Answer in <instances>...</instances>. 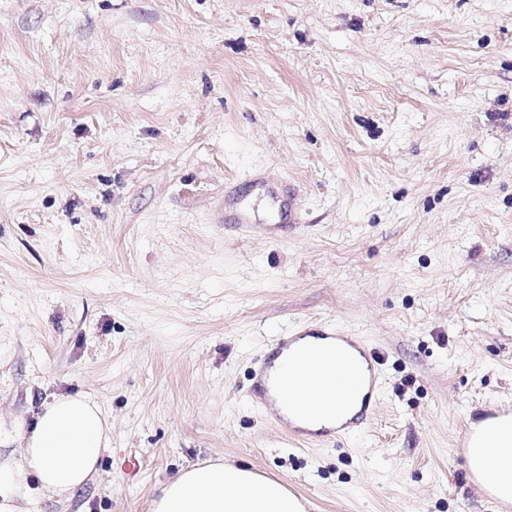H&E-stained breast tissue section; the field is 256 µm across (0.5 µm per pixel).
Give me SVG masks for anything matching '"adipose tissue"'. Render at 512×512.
I'll return each mask as SVG.
<instances>
[{"label":"adipose tissue","mask_w":512,"mask_h":512,"mask_svg":"<svg viewBox=\"0 0 512 512\" xmlns=\"http://www.w3.org/2000/svg\"><path fill=\"white\" fill-rule=\"evenodd\" d=\"M284 386L272 402L303 430L337 428L362 409L370 384L368 363L348 342L331 336H305L275 360ZM21 439L18 461L0 464V512H23L18 483L34 476L41 491L70 495L99 470L110 442L100 407L82 396L45 405L34 428ZM471 476L494 499L512 502V417L486 418L472 425L466 448ZM152 512H301L281 483L237 465L203 464L182 469L158 486Z\"/></svg>","instance_id":"1"}]
</instances>
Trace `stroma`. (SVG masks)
Instances as JSON below:
<instances>
[{
  "label": "stroma",
  "instance_id": "stroma-1",
  "mask_svg": "<svg viewBox=\"0 0 512 512\" xmlns=\"http://www.w3.org/2000/svg\"><path fill=\"white\" fill-rule=\"evenodd\" d=\"M320 333L380 358L337 439L254 391ZM77 394L99 472L26 512L205 461L304 512H512L460 446L512 414V0H0V457Z\"/></svg>",
  "mask_w": 512,
  "mask_h": 512
}]
</instances>
